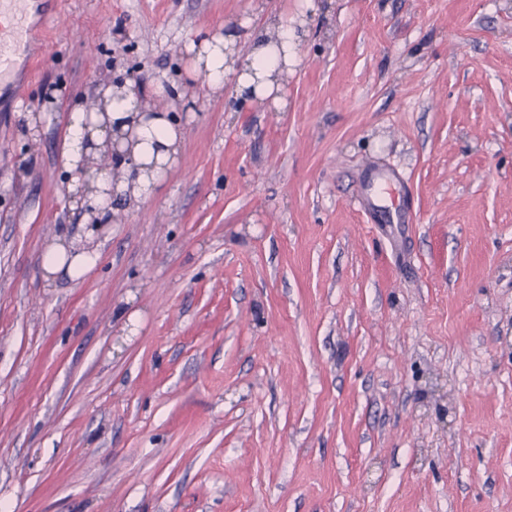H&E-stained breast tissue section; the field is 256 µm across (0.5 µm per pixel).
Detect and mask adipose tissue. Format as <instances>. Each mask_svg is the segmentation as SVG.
<instances>
[{
	"label": "adipose tissue",
	"instance_id": "1",
	"mask_svg": "<svg viewBox=\"0 0 512 512\" xmlns=\"http://www.w3.org/2000/svg\"><path fill=\"white\" fill-rule=\"evenodd\" d=\"M244 52H237L240 39L236 30H228L217 39L198 43L194 70L204 72L206 86L218 91L224 75L236 73L235 95L239 98L271 100L283 105L281 80L294 62L295 32L287 19H280L276 35L256 30L248 35ZM103 109L89 115L78 107L69 112L67 133L62 143V162L71 177L72 190L81 191V201L102 221L110 220L113 199L126 195L138 200L153 196L166 170L172 169L180 155L182 133L169 113L152 111L129 88H100ZM117 139L126 152L120 160L123 177L113 180L110 167L98 161L109 140ZM96 254L77 250L73 243L59 237L47 244L42 265L47 275L67 270L88 274L97 264Z\"/></svg>",
	"mask_w": 512,
	"mask_h": 512
}]
</instances>
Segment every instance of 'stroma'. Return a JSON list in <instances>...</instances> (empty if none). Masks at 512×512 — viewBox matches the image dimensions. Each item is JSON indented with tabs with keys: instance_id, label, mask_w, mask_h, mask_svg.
Returning <instances> with one entry per match:
<instances>
[{
	"instance_id": "35a3bbf8",
	"label": "stroma",
	"mask_w": 512,
	"mask_h": 512,
	"mask_svg": "<svg viewBox=\"0 0 512 512\" xmlns=\"http://www.w3.org/2000/svg\"><path fill=\"white\" fill-rule=\"evenodd\" d=\"M305 3L58 0L0 101V512H512V0ZM279 14L286 111L193 77ZM133 81L180 159L101 224L59 148ZM58 235L97 267L45 278ZM394 186L395 188L402 187L401 173L395 169L389 168H374L367 172V179L365 181V190L358 199L359 207L367 209L371 212V218L376 223H385L384 211L382 206L376 205L371 191L377 188L381 191L389 190Z\"/></svg>"
}]
</instances>
